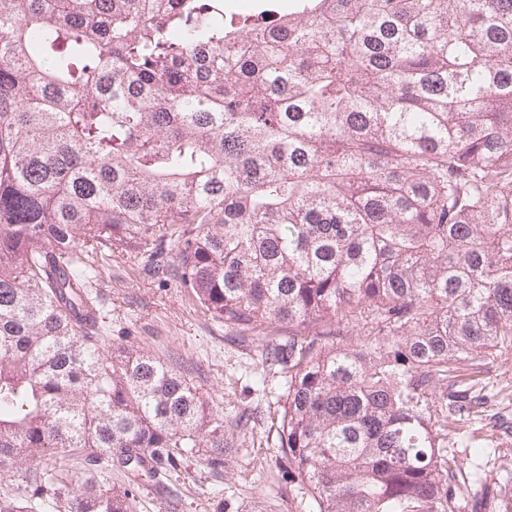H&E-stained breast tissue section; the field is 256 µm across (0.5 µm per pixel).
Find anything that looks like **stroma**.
<instances>
[{
    "label": "stroma",
    "mask_w": 512,
    "mask_h": 512,
    "mask_svg": "<svg viewBox=\"0 0 512 512\" xmlns=\"http://www.w3.org/2000/svg\"><path fill=\"white\" fill-rule=\"evenodd\" d=\"M99 290L113 343L179 362L182 371L210 393L225 418L247 405L267 407L276 398L249 389L257 366L254 344L240 341L194 305L173 277L148 274L135 261L113 258L99 275ZM479 377L497 395L492 414L512 423V351L491 358ZM276 450L265 430L239 449L233 462L217 477L197 466L178 470L166 490L141 484L143 512H253L257 497H264L268 512H288L302 498L301 482L278 479Z\"/></svg>",
    "instance_id": "stroma-1"
}]
</instances>
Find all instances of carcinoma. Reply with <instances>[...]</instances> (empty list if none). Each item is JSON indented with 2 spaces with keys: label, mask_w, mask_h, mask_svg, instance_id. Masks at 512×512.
<instances>
[{
  "label": "carcinoma",
  "mask_w": 512,
  "mask_h": 512,
  "mask_svg": "<svg viewBox=\"0 0 512 512\" xmlns=\"http://www.w3.org/2000/svg\"><path fill=\"white\" fill-rule=\"evenodd\" d=\"M129 253L260 347L233 421L105 342ZM512 349V0H0V512H139L271 419L308 512H497L456 450Z\"/></svg>",
  "instance_id": "carcinoma-1"
}]
</instances>
